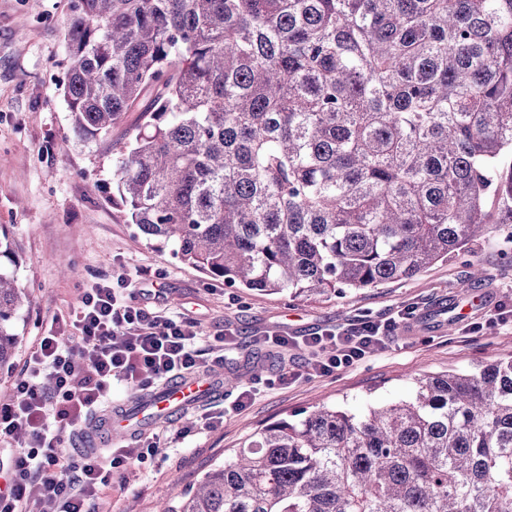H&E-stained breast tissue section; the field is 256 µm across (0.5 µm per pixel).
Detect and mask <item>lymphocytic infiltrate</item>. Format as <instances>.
Masks as SVG:
<instances>
[{
  "label": "lymphocytic infiltrate",
  "mask_w": 512,
  "mask_h": 512,
  "mask_svg": "<svg viewBox=\"0 0 512 512\" xmlns=\"http://www.w3.org/2000/svg\"><path fill=\"white\" fill-rule=\"evenodd\" d=\"M74 315L85 343L82 355L94 373H77L73 354L57 333L48 330L38 337L13 386L12 403L0 406V441L25 434L33 442L15 450L8 462L10 489L0 494V512H37L45 501L58 503L59 512H98L112 488L113 473L131 460L154 455L156 446L112 448L74 459L60 448L62 434L90 410L109 403L113 380L137 389L201 367L197 329L120 300L111 286L84 290ZM413 316L408 308L396 321L364 319L346 329L305 337L302 343L313 352L314 371L329 374L364 359L393 337L400 321ZM45 373L54 380L49 394L38 385ZM62 471L70 472L69 481L58 480Z\"/></svg>",
  "instance_id": "lymphocytic-infiltrate-1"
}]
</instances>
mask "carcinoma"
<instances>
[{
  "label": "carcinoma",
  "mask_w": 512,
  "mask_h": 512,
  "mask_svg": "<svg viewBox=\"0 0 512 512\" xmlns=\"http://www.w3.org/2000/svg\"><path fill=\"white\" fill-rule=\"evenodd\" d=\"M65 38L77 133L151 97L115 144L131 223L226 286L377 288L512 224V0H76ZM17 267L0 241L1 371ZM158 512H512V356L274 421Z\"/></svg>",
  "instance_id": "carcinoma-1"
}]
</instances>
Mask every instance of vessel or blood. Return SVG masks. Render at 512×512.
Segmentation results:
<instances>
[{
    "mask_svg": "<svg viewBox=\"0 0 512 512\" xmlns=\"http://www.w3.org/2000/svg\"><path fill=\"white\" fill-rule=\"evenodd\" d=\"M219 385L218 377L205 371L178 378L138 400L114 407L100 417L99 426L109 433L134 438L160 425L172 412L205 405Z\"/></svg>",
    "mask_w": 512,
    "mask_h": 512,
    "instance_id": "obj_1",
    "label": "vessel or blood"
}]
</instances>
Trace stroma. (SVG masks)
Returning a JSON list of instances; mask_svg holds the SVG:
<instances>
[{
    "mask_svg": "<svg viewBox=\"0 0 512 512\" xmlns=\"http://www.w3.org/2000/svg\"><path fill=\"white\" fill-rule=\"evenodd\" d=\"M74 0H0V236L19 257L18 280L31 304L19 320L18 353L0 372V396L10 394L42 326L74 335L70 321L84 289L116 286L124 300L161 315L196 324L203 334L225 333L224 360L206 362L209 372L261 362L262 376L242 389L217 393L210 403L156 427L154 456L131 462L112 479L100 512H155L214 464L231 457L247 434L318 403L354 413L411 397L414 379L450 369L467 371L512 354V321L498 319L512 300V262L504 259L503 235L474 243L467 258L437 262L405 281L343 297L294 299L230 288L160 252L142 237L112 193V145L142 122L125 114L107 136L73 130L63 95L68 67L65 23ZM480 262L485 280L465 298L456 294L469 269ZM71 261L70 274L56 262ZM412 308L383 349L354 365L319 375L310 354L291 345L270 348L266 336L295 338L339 329L363 319L395 317ZM292 371L280 382L283 371Z\"/></svg>",
    "mask_w": 512,
    "mask_h": 512,
    "instance_id": "35a3bbf8",
    "label": "stroma"
}]
</instances>
